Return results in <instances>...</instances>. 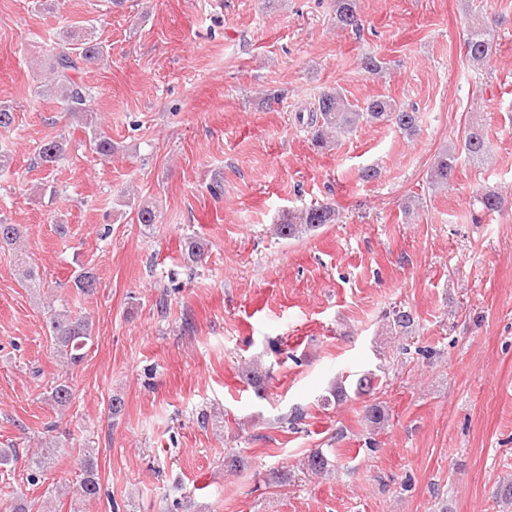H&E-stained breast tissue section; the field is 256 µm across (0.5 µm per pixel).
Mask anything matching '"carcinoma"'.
<instances>
[{
  "label": "carcinoma",
  "instance_id": "1",
  "mask_svg": "<svg viewBox=\"0 0 512 512\" xmlns=\"http://www.w3.org/2000/svg\"><path fill=\"white\" fill-rule=\"evenodd\" d=\"M336 24L340 27L360 29L362 21L357 10V0H336ZM65 39L73 45V50H62L55 55L48 69V82L39 86V93L51 95L59 100L68 111L82 116L83 125L91 133L90 143L95 152L103 157L112 156V139L99 129L93 113L87 107L89 94L84 84L77 80L81 66L99 64L102 47L93 40L80 37L73 32H66ZM466 59L474 67H484L490 62L492 42L489 32L482 26L468 28L464 38ZM371 121L396 127L401 133L412 136L418 127V115L412 109L387 96L374 97L366 102L365 107L350 104L334 88L320 94L317 106L309 112L307 128L314 145L320 149H330L335 138L342 133L352 131L362 121ZM63 142L50 139L42 143L35 154L34 161L40 165H52L64 155ZM463 151L471 158L484 159L488 153L487 138L480 127H472L466 134ZM458 163L456 151L445 148L435 157L430 172V183L446 187L451 180ZM479 203L484 213H499L506 207L503 194L496 191L484 193ZM336 219V209L329 203L303 206L288 212L279 223L274 225V232L280 238L294 239L310 234L325 224H332ZM22 231L17 224L0 221V245L6 244L20 249ZM207 244L199 238L190 237L185 243L184 260L196 264L201 261ZM78 292L90 295L97 289L95 273L86 270L74 279ZM49 331L53 337L56 356L63 359L67 367L80 365L86 358V347L93 341V324L89 318L74 315L69 308H50ZM414 319L404 310H395L387 327L396 332H406L412 327ZM73 392L67 381L57 383L47 395L51 405L64 410L71 404ZM56 447L51 445L33 453L29 460L30 473L27 481L34 485L44 475L49 459ZM82 477L79 483L80 496L85 500L96 498L100 491L98 464L90 454L81 462ZM332 461L322 451H315L307 456L306 469L315 475L331 470Z\"/></svg>",
  "mask_w": 512,
  "mask_h": 512
}]
</instances>
